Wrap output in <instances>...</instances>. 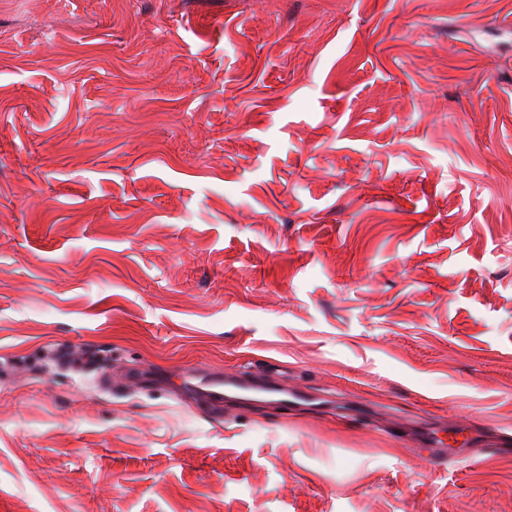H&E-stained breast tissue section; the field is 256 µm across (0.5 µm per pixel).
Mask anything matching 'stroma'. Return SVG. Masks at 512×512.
Instances as JSON below:
<instances>
[{"label":"stroma","mask_w":512,"mask_h":512,"mask_svg":"<svg viewBox=\"0 0 512 512\" xmlns=\"http://www.w3.org/2000/svg\"><path fill=\"white\" fill-rule=\"evenodd\" d=\"M0 512H512V0H0ZM184 380L194 386L205 401L214 409L222 410L224 402L245 400L244 394H281L288 397V390L277 382L253 378L251 374H222L205 371H190Z\"/></svg>","instance_id":"stroma-1"}]
</instances>
